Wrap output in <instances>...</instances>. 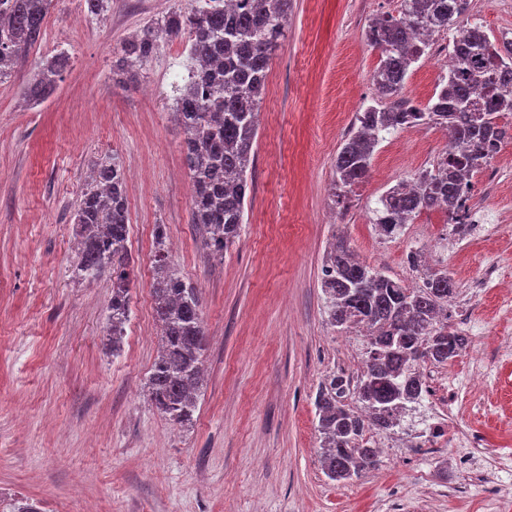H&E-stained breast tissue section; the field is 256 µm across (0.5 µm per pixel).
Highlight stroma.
Returning <instances> with one entry per match:
<instances>
[{
  "instance_id": "35a3bbf8",
  "label": "stroma",
  "mask_w": 512,
  "mask_h": 512,
  "mask_svg": "<svg viewBox=\"0 0 512 512\" xmlns=\"http://www.w3.org/2000/svg\"><path fill=\"white\" fill-rule=\"evenodd\" d=\"M190 0H53L40 46L0 82V512H512V353L489 356L475 391L443 411L448 434L421 424L378 433L377 469L349 481L323 467L314 399L332 372L357 376L363 337L332 327L320 286L325 248L345 236L391 278L418 281L407 257L447 267L458 301L451 323L512 346V305L478 287L506 257L512 223L458 249L441 211L391 238L375 230L381 195L433 167L444 131L419 126L376 147L346 207L333 201V164L355 115L371 103L380 52L364 39L399 0H293L259 107L252 201L241 236L211 256L191 222L192 182L171 84L187 75V41L166 42L135 78L118 82L123 41ZM69 54L40 103L23 89L42 59ZM443 75L414 64L403 94L425 106ZM118 157L132 257L130 318L120 351L108 336V275L77 276L73 214L97 163ZM476 174L472 217L512 213V148ZM198 288L205 376L191 424L152 406L147 380L161 346L151 281L155 227ZM481 444L464 447L467 435Z\"/></svg>"
}]
</instances>
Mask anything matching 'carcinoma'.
I'll return each mask as SVG.
<instances>
[{
	"label": "carcinoma",
	"instance_id": "1",
	"mask_svg": "<svg viewBox=\"0 0 512 512\" xmlns=\"http://www.w3.org/2000/svg\"><path fill=\"white\" fill-rule=\"evenodd\" d=\"M52 0H0V80L42 39ZM291 0H191L157 23L125 40L112 65L121 81L152 59L162 44L184 37L192 65L182 86H173L175 117L185 137L182 152L193 194L191 223L202 226L205 245L224 254L245 224L250 184L247 171L258 138L257 110L263 98L273 49L284 34ZM470 0H400L397 15L374 18L364 32L380 50L373 80L380 101L357 113L334 164L336 203L367 176L374 148L384 135L422 125L439 126L457 145L434 169L409 183L391 187L380 199L375 224L384 237L396 235L421 213L443 210L452 218L468 210L471 177L493 159L495 142L512 138L502 122L512 112V40L503 33L490 39L482 27L464 21ZM451 35L453 65L427 105L402 97L413 64L430 55L432 44L419 31ZM68 55L46 59L25 95H48L65 71ZM483 90L482 101L473 99ZM74 224L81 237L78 275L112 273L110 330L112 346L123 336L129 315L125 241L128 229L124 169L118 158L98 165L95 181L80 200ZM155 313L162 346L148 379L149 399L168 419L189 423L203 381L206 337L197 289L187 284L166 250L164 225L156 228ZM421 284L408 288L356 259L342 237H333L321 269V288L332 326L366 329V360L351 379L332 373L315 398L323 462L334 480L358 478L379 463L369 438L400 421L424 398L420 368L446 365L460 355L467 337L448 322V304L456 287L442 269L422 268L417 253L408 256ZM361 404V411L350 401Z\"/></svg>",
	"mask_w": 512,
	"mask_h": 512
}]
</instances>
